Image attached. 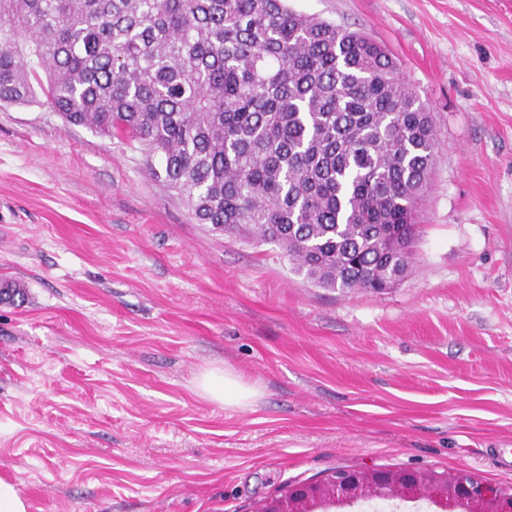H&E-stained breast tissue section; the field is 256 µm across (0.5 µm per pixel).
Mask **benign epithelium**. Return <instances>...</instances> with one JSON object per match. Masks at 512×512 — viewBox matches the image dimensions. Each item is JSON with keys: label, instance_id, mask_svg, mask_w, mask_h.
Wrapping results in <instances>:
<instances>
[{"label": "benign epithelium", "instance_id": "obj_1", "mask_svg": "<svg viewBox=\"0 0 512 512\" xmlns=\"http://www.w3.org/2000/svg\"><path fill=\"white\" fill-rule=\"evenodd\" d=\"M404 502H425L440 512H512L511 492L474 477L466 481L434 471L343 468L320 481L288 486L257 512H330L356 504L393 508Z\"/></svg>", "mask_w": 512, "mask_h": 512}]
</instances>
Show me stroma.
I'll use <instances>...</instances> for the list:
<instances>
[{
    "mask_svg": "<svg viewBox=\"0 0 512 512\" xmlns=\"http://www.w3.org/2000/svg\"><path fill=\"white\" fill-rule=\"evenodd\" d=\"M395 58L436 122L411 272L320 288L212 231L138 144L0 107V479L28 512H256L336 469L512 485V0H287ZM234 372L247 409L206 398ZM199 389L213 401L240 409L251 407L258 396L256 389L245 385L225 369L223 374L216 371L205 373L199 380Z\"/></svg>",
    "mask_w": 512,
    "mask_h": 512,
    "instance_id": "stroma-1",
    "label": "stroma"
}]
</instances>
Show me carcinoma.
Wrapping results in <instances>:
<instances>
[{
  "label": "carcinoma",
  "instance_id": "cac0c4a2",
  "mask_svg": "<svg viewBox=\"0 0 512 512\" xmlns=\"http://www.w3.org/2000/svg\"><path fill=\"white\" fill-rule=\"evenodd\" d=\"M42 98L138 142L198 223L279 248L321 288L412 266L434 120L358 32L284 0H0V106ZM383 233L406 245L392 262Z\"/></svg>",
  "mask_w": 512,
  "mask_h": 512
}]
</instances>
